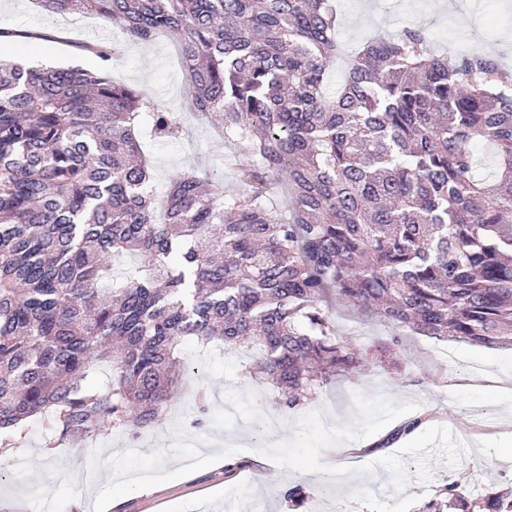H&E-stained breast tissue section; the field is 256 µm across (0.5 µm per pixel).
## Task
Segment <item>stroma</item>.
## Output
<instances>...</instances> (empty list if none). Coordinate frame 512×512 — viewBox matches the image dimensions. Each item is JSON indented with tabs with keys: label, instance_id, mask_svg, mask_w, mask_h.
<instances>
[{
	"label": "stroma",
	"instance_id": "stroma-1",
	"mask_svg": "<svg viewBox=\"0 0 512 512\" xmlns=\"http://www.w3.org/2000/svg\"><path fill=\"white\" fill-rule=\"evenodd\" d=\"M336 13L338 40L343 56H351L368 37L393 34L413 25L422 29L431 48L459 52L483 51L512 69V0H331ZM0 28L28 31L70 30L83 40L116 43L121 54L112 75L116 81L141 91L158 106L184 110L186 80L177 40L162 36L147 44L127 39L112 22L94 16L61 17L37 7L34 0H0ZM15 62L33 68L79 66L98 69L99 60L75 53L61 43H43L36 49L18 46ZM217 124L188 119L183 135L167 142H146L150 159L151 188L163 200L172 176L187 162H195L223 181L225 189L239 183L230 158L234 143L224 145L223 157L210 151ZM337 335L348 339L364 356L377 359L376 367L356 376H340L317 390L303 405V412L323 410L325 425L351 421L353 396L382 394L397 402L415 401L436 406L443 413L438 422L449 427L469 452L457 467H433L428 485L410 483L406 491L390 497L385 489L388 473L330 480L325 474H306L275 465L256 448L292 437L295 412L280 413L276 390L244 375L245 355L232 353L206 358L193 344H185L187 363L211 395V410L203 425H196L194 397L177 395L175 411L139 437L106 428L94 447L83 448L77 465H70L65 448L47 446L40 423H29L22 443L0 448V512H32L36 502L52 512H92L97 492L111 474L99 466L90 484L77 481L75 467H87L93 453L102 457L127 449L151 453L169 447L174 428L199 443L202 454L219 452L231 444L243 452L182 478L153 487L146 494L131 493L115 500L111 512H247L256 496L264 497L267 512H289L284 490L297 484L328 485L309 504L311 512H414L447 483H457L462 493L475 489L512 490V349H491L466 342L442 341L409 330L393 332L377 319L342 304L331 310ZM236 464L226 476V464Z\"/></svg>",
	"mask_w": 512,
	"mask_h": 512
}]
</instances>
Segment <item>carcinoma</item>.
<instances>
[{"mask_svg": "<svg viewBox=\"0 0 512 512\" xmlns=\"http://www.w3.org/2000/svg\"><path fill=\"white\" fill-rule=\"evenodd\" d=\"M128 39L175 35L188 112L221 123L245 162L228 194L192 165L154 214L140 140L183 116L143 105L108 68L0 59V445L32 420L54 442L140 432L186 376L182 345L254 358L293 410L366 358L336 337L331 304L396 329L512 347V71L479 51L430 50L421 29L367 39L326 93L339 53L328 0H37ZM53 33L0 29V45ZM67 43L109 62L117 45ZM479 142L493 171L477 174ZM288 182L292 209L268 193ZM145 264L117 275L115 258ZM112 368L104 386L93 382ZM430 421L418 415L377 451ZM319 487L287 488L300 508ZM415 512H512L448 483Z\"/></svg>", "mask_w": 512, "mask_h": 512, "instance_id": "cac0c4a2", "label": "carcinoma"}]
</instances>
